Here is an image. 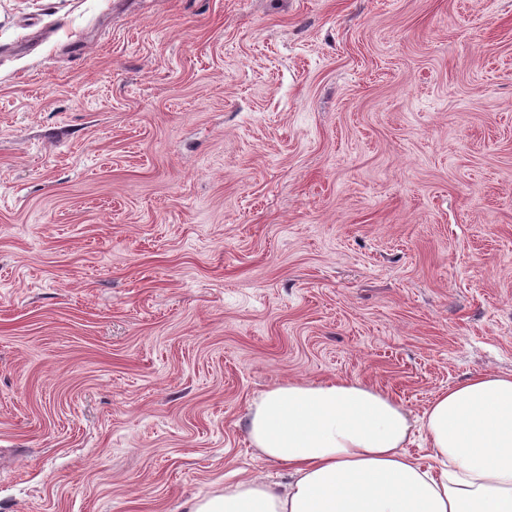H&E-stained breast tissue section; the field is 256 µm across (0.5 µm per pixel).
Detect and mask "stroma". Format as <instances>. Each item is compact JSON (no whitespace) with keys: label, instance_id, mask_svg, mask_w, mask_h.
<instances>
[{"label":"stroma","instance_id":"35a3bbf8","mask_svg":"<svg viewBox=\"0 0 512 512\" xmlns=\"http://www.w3.org/2000/svg\"><path fill=\"white\" fill-rule=\"evenodd\" d=\"M512 372V0H0V512H189L251 401Z\"/></svg>","mask_w":512,"mask_h":512}]
</instances>
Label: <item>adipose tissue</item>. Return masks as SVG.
Returning a JSON list of instances; mask_svg holds the SVG:
<instances>
[{
  "label": "adipose tissue",
  "mask_w": 512,
  "mask_h": 512,
  "mask_svg": "<svg viewBox=\"0 0 512 512\" xmlns=\"http://www.w3.org/2000/svg\"><path fill=\"white\" fill-rule=\"evenodd\" d=\"M247 434L287 479L247 475L190 512H512V373L438 393L422 415L357 381H289L253 399ZM422 435V463L406 449Z\"/></svg>",
  "instance_id": "obj_1"
}]
</instances>
